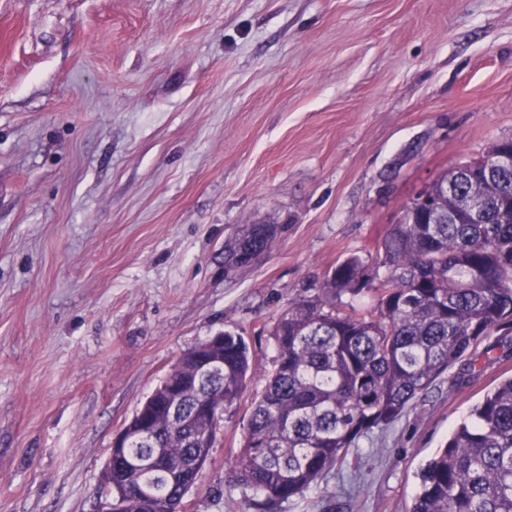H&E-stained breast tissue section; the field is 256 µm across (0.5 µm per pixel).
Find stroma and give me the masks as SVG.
Returning a JSON list of instances; mask_svg holds the SVG:
<instances>
[{"label": "stroma", "mask_w": 512, "mask_h": 512, "mask_svg": "<svg viewBox=\"0 0 512 512\" xmlns=\"http://www.w3.org/2000/svg\"><path fill=\"white\" fill-rule=\"evenodd\" d=\"M512 138V0H0V512H95L114 436L223 331L254 378L183 512L229 481L269 331L438 175ZM280 226L254 264L224 242ZM512 349L437 378L280 512H409ZM257 225L259 224H249L238 236L226 240L224 242V257L226 258L228 256L235 255L242 246V239L248 234L253 233ZM262 254L263 253L254 251L252 248L246 245L245 249L240 250L234 257L225 260L224 271L230 272L232 270L248 266Z\"/></svg>", "instance_id": "1"}]
</instances>
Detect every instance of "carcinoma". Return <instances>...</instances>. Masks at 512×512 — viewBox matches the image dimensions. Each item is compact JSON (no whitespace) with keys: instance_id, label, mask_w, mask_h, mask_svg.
Returning a JSON list of instances; mask_svg holds the SVG:
<instances>
[{"instance_id":"1","label":"carcinoma","mask_w":512,"mask_h":512,"mask_svg":"<svg viewBox=\"0 0 512 512\" xmlns=\"http://www.w3.org/2000/svg\"><path fill=\"white\" fill-rule=\"evenodd\" d=\"M512 139L467 161L459 185L486 201L476 224L444 200L439 223L407 208L383 242L387 276L369 274L350 257L327 273L322 293L292 302L270 335L274 368L248 419L231 481L249 512L278 507L318 487L360 438L397 420L444 372L464 363L473 374L474 346L512 325V170L485 178L486 161ZM243 232L224 241L236 254ZM373 290L368 311L336 309V298ZM166 382L122 430L113 458L112 512H179L188 475L206 463L219 422L207 415L229 406L250 381L249 347L224 332V352L201 344L185 353ZM410 512H512V376L488 391L419 472Z\"/></svg>"}]
</instances>
